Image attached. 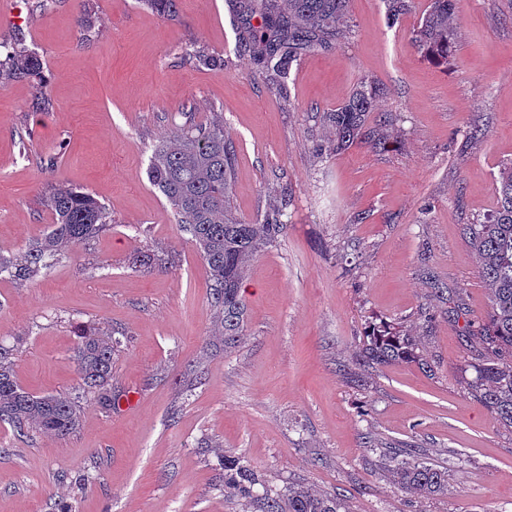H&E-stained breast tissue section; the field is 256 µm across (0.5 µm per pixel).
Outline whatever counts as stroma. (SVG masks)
Wrapping results in <instances>:
<instances>
[{"instance_id": "35a3bbf8", "label": "stroma", "mask_w": 512, "mask_h": 512, "mask_svg": "<svg viewBox=\"0 0 512 512\" xmlns=\"http://www.w3.org/2000/svg\"><path fill=\"white\" fill-rule=\"evenodd\" d=\"M94 2L89 40L82 0H0V41L26 32L54 101L34 114L28 83L0 90V255L48 231L53 176L112 214L36 282L0 276V345L15 348L23 387L71 397L76 325L122 333L120 400L107 412L86 398L64 438L0 425V512H257L225 497V454L276 488L343 494L352 512H512V429L469 394L463 338L489 308L463 228L492 216L512 162V0H461L456 48L438 62L413 39L429 0L394 23L383 0H350L339 44L293 64L286 103L239 56L229 0H178L170 20L137 0ZM185 47L223 68L192 67ZM363 81L389 89L368 119L384 149L319 157L324 112ZM218 113L235 150L233 213L250 221L291 194L286 234L245 277V338L228 350L212 345L208 269L147 176L166 136ZM152 245L172 266L132 268ZM381 320L420 335L434 373L391 365L354 382ZM404 446L447 467V496L392 484L381 451Z\"/></svg>"}]
</instances>
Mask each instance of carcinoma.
<instances>
[{
  "instance_id": "1",
  "label": "carcinoma",
  "mask_w": 512,
  "mask_h": 512,
  "mask_svg": "<svg viewBox=\"0 0 512 512\" xmlns=\"http://www.w3.org/2000/svg\"><path fill=\"white\" fill-rule=\"evenodd\" d=\"M239 28L238 52L258 67L269 91L288 102V79L293 63L341 39L349 0H233ZM387 17L395 22L410 7V0H383ZM162 19L177 13V0H141ZM457 0H430L421 17L414 42L426 58H448L455 38L453 20ZM259 17L256 25L251 24ZM78 24L85 35L99 33L98 17L85 0ZM6 50L0 58V88L26 81L33 88L32 111L50 112L53 102L44 76V60L26 44L20 30L0 42ZM185 59L196 68L222 69L224 59L201 50L184 49ZM384 86L361 82L349 99L325 120L333 136L320 146V154L345 150L368 139L377 149L379 139L366 137L364 126ZM233 176L232 151L224 135V121L183 129L155 149L148 179L171 205L180 232L188 236L209 268L214 311L213 335L226 349L244 339L246 304L241 294L245 274L259 252L281 236L286 228L282 216L290 202L283 191L281 206L252 222L234 217L229 194ZM497 209L482 224L465 227L478 260L479 274L490 295L485 320L467 336L472 349L471 367L476 377L471 394L501 425L512 427V163L504 165L496 180ZM44 204L53 216L50 230L11 257L0 256V275L31 282L50 268L51 261L76 244L103 233L112 224L107 208L88 191L55 179ZM170 263L168 251L146 249L133 264L163 269ZM121 341L91 328L78 331L75 351L80 385L105 410H112V357ZM393 364L429 367L423 357L421 337L400 326L381 322L370 327L363 339L356 365L367 372ZM13 349L0 347V424L6 423L24 437L37 432L66 437L81 425L80 397L37 395L22 387L14 372ZM392 483L411 496L448 495V469L428 464L408 452L386 457ZM224 496L258 500L261 512H349L338 495L309 486L292 485L272 492L266 481L240 457L223 456ZM263 493L256 494L257 487Z\"/></svg>"
}]
</instances>
